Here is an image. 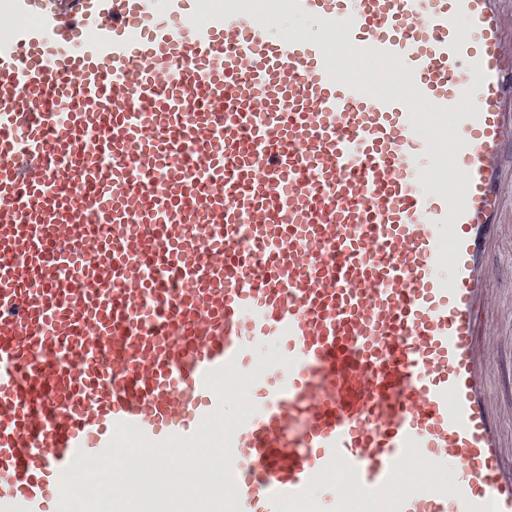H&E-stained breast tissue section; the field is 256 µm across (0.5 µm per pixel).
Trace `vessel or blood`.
<instances>
[{
	"mask_svg": "<svg viewBox=\"0 0 512 512\" xmlns=\"http://www.w3.org/2000/svg\"><path fill=\"white\" fill-rule=\"evenodd\" d=\"M510 142L502 0H0V512H512ZM509 250L508 248L498 251L492 250L489 256V263L495 271V288H504L501 291V296L508 299L510 296L509 289L512 290V260L508 261ZM499 381L502 387V397L507 404L511 400L512 395V343L508 337H504L502 341L497 375L493 378L495 385ZM220 497L221 493L215 487L199 490L195 485L192 472L186 471L183 482L173 491L170 501L171 510L166 509L163 512H207L210 510L211 501Z\"/></svg>",
	"mask_w": 512,
	"mask_h": 512,
	"instance_id": "b4317fda",
	"label": "vessel or blood"
}]
</instances>
